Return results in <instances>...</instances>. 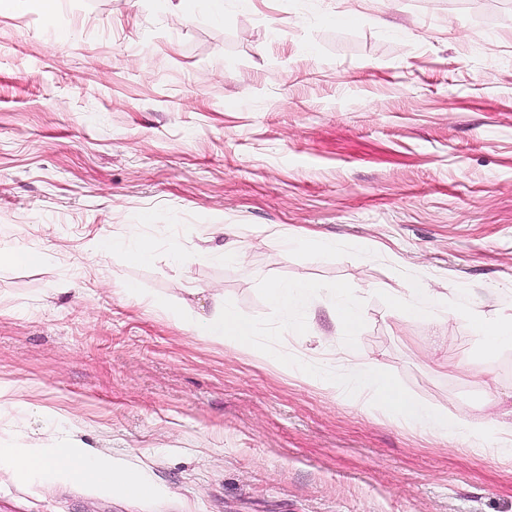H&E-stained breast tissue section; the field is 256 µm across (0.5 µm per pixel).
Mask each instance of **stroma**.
Here are the masks:
<instances>
[{"label": "stroma", "mask_w": 512, "mask_h": 512, "mask_svg": "<svg viewBox=\"0 0 512 512\" xmlns=\"http://www.w3.org/2000/svg\"><path fill=\"white\" fill-rule=\"evenodd\" d=\"M136 223L152 262L94 253ZM272 224L337 248L285 253ZM223 243L239 261L204 257ZM21 246L47 258L0 264V448L94 452L161 493L47 488L2 458L0 512H512V459L459 426L419 432L182 325L214 295L268 314L266 276L343 280L361 353L459 425L503 421L512 349L479 356L460 312L512 316V0H228L220 24L0 4V251ZM420 283L440 321L393 310ZM305 318L280 350L345 371L338 322ZM125 293L132 298H136L139 303H144L148 308L167 315H178L173 304L164 297L150 296L146 297L141 293L140 288L134 284H128L124 288Z\"/></svg>", "instance_id": "obj_1"}]
</instances>
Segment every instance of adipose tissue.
<instances>
[{"label":"adipose tissue","instance_id":"1","mask_svg":"<svg viewBox=\"0 0 512 512\" xmlns=\"http://www.w3.org/2000/svg\"><path fill=\"white\" fill-rule=\"evenodd\" d=\"M93 249L100 256L121 253L131 265L151 262L156 252L154 241L136 227L124 238H98ZM463 315L471 323L481 353L490 354L512 347L511 316L503 317L478 308L465 309ZM186 326L193 335L223 340L226 346L233 349L250 346L257 330L256 320L240 316L218 297L213 300L210 315L189 319ZM12 463L16 469L34 471L50 480L62 474L73 480L98 488L117 490L139 499H150L159 493L158 485L141 469L106 462L93 454L75 458L65 448L58 449L51 456L28 448H16L12 451Z\"/></svg>","mask_w":512,"mask_h":512}]
</instances>
